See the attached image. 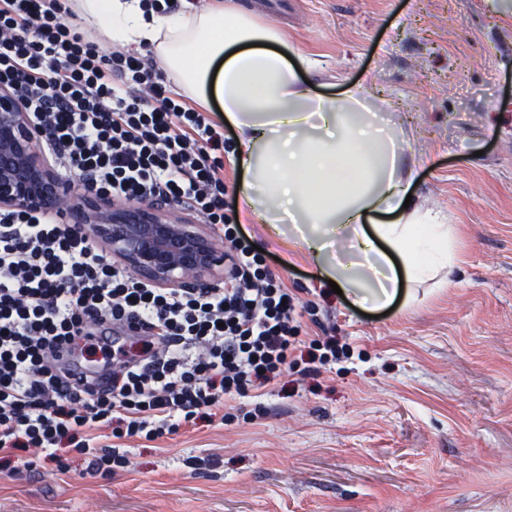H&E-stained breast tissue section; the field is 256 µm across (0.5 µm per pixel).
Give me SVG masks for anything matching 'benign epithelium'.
Listing matches in <instances>:
<instances>
[{"label":"benign epithelium","mask_w":512,"mask_h":512,"mask_svg":"<svg viewBox=\"0 0 512 512\" xmlns=\"http://www.w3.org/2000/svg\"><path fill=\"white\" fill-rule=\"evenodd\" d=\"M34 141L21 103L0 86L2 211H43L64 200V185ZM66 218L87 228L134 275L159 288H198L224 278V250L191 214L176 215L162 200L135 204L104 198L75 200Z\"/></svg>","instance_id":"1"}]
</instances>
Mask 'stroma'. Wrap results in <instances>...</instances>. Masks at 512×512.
<instances>
[{
	"mask_svg": "<svg viewBox=\"0 0 512 512\" xmlns=\"http://www.w3.org/2000/svg\"><path fill=\"white\" fill-rule=\"evenodd\" d=\"M336 96L368 82L409 138L413 190L455 230L460 262L367 317L306 259L294 228L224 199L303 301L327 300L347 358L243 399L222 424L127 440L128 468L0 471V512H512V21L486 0H238Z\"/></svg>",
	"mask_w": 512,
	"mask_h": 512,
	"instance_id": "35a3bbf8",
	"label": "stroma"
}]
</instances>
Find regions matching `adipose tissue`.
Here are the masks:
<instances>
[{
	"label": "adipose tissue",
	"mask_w": 512,
	"mask_h": 512,
	"mask_svg": "<svg viewBox=\"0 0 512 512\" xmlns=\"http://www.w3.org/2000/svg\"><path fill=\"white\" fill-rule=\"evenodd\" d=\"M76 6L111 42L152 45L158 64L189 95L217 100L237 130L240 165L252 174L242 186L252 217L317 225L302 239L316 263L327 248L321 228L334 225L375 281L361 301L385 304L401 281L454 270L450 225L406 200L414 180L401 171L406 140L398 130L375 127L372 85L354 86L337 100L318 95L279 32L232 5L170 15L146 10L141 0Z\"/></svg>",
	"instance_id": "ef3b65f1"
}]
</instances>
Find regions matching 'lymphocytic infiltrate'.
<instances>
[{
    "label": "lymphocytic infiltrate",
    "mask_w": 512,
    "mask_h": 512,
    "mask_svg": "<svg viewBox=\"0 0 512 512\" xmlns=\"http://www.w3.org/2000/svg\"><path fill=\"white\" fill-rule=\"evenodd\" d=\"M62 0H0V85L22 101L39 148L83 196L164 198L228 242L224 282L159 288L112 261L58 211H0V457L26 468L66 453L87 474L128 467L121 440L155 441L288 369L340 360L303 340L309 304L289 294L226 213L223 131L155 66L102 53Z\"/></svg>",
    "instance_id": "1"
}]
</instances>
